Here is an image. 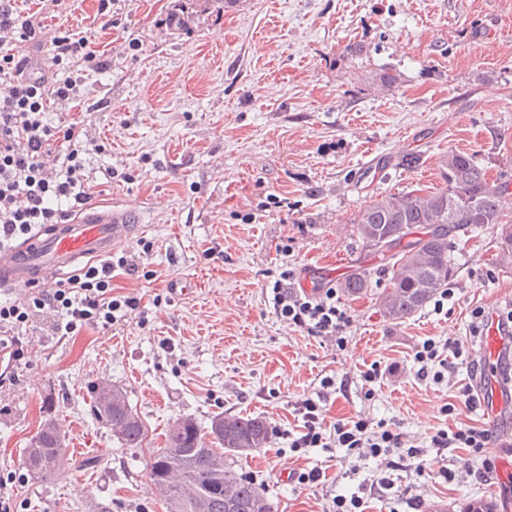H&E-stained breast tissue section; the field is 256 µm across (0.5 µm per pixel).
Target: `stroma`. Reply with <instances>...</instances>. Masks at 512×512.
I'll return each instance as SVG.
<instances>
[{"label": "stroma", "mask_w": 512, "mask_h": 512, "mask_svg": "<svg viewBox=\"0 0 512 512\" xmlns=\"http://www.w3.org/2000/svg\"><path fill=\"white\" fill-rule=\"evenodd\" d=\"M183 0H63L41 12L22 0L47 36H92L100 66L83 67L76 100L53 125L80 123L91 198L143 212L120 248L134 273L116 271L115 294L137 300L134 317L69 335L38 321L20 329L27 354L0 387V480L12 512H170L147 476L149 448L176 420L210 428L214 416L265 419L268 444L224 464L252 479L276 512H327L357 495L365 512H466L484 500L512 512V453L489 448L491 481L453 483L382 471L380 459L342 448L292 451L313 399L327 423L384 421L442 460L431 435L482 412L445 415L470 382L468 362L442 379L419 378L424 340L473 343L472 312L512 302V260L497 230L458 237L454 295L400 322L381 315V254L351 221L371 197L442 187L439 161L475 154L489 179L512 181V0H239L226 12L194 11L188 29L167 15ZM397 73L394 87L380 75ZM420 157L400 166L402 155ZM292 241L293 252L278 246ZM322 288L365 273L368 293L340 295L350 317L345 345L277 317L267 285L284 268ZM378 367L379 377L362 374ZM333 385L323 388V378ZM123 388L148 428L147 447L127 448L89 412V386ZM65 436L71 465L40 480L22 451L45 419ZM97 467L82 468L85 457ZM320 470L314 484L290 472ZM388 478L386 489L370 485Z\"/></svg>", "instance_id": "35a3bbf8"}]
</instances>
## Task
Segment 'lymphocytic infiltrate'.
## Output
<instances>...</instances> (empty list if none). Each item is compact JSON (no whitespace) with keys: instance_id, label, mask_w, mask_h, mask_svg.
I'll list each match as a JSON object with an SVG mask.
<instances>
[{"instance_id":"obj_1","label":"lymphocytic infiltrate","mask_w":512,"mask_h":512,"mask_svg":"<svg viewBox=\"0 0 512 512\" xmlns=\"http://www.w3.org/2000/svg\"><path fill=\"white\" fill-rule=\"evenodd\" d=\"M17 0H0V250L16 239L31 234L43 224H52L64 215L62 202L77 205L88 201L86 190V146L80 140L77 124L52 125L49 115L55 105L72 100L78 93V80L51 76L41 56L42 42L38 24L17 13ZM21 40L32 46L31 56L15 58L6 50L7 42ZM126 257L107 259L85 267L81 273L39 289L29 303L19 306L0 303V357L21 361L24 346L20 327L39 312L53 313L56 332L73 333L90 325L109 328L118 313L135 307L133 298L114 295L112 274L127 267ZM293 269H283L274 281L271 293L274 311L288 324L306 330L308 335H341L350 318L334 288L312 291L295 285ZM464 350L457 341L425 340L416 350L419 377H427L429 365L453 371L455 359ZM300 412L304 426L292 440V448H323L334 445L348 453L397 456L417 475H431L423 449L406 446L401 434L387 423H373L359 417L337 421L326 427L317 404L304 400ZM492 434L476 425L437 430L431 447L451 453L463 450L469 459L481 460L485 469L493 464L486 457ZM445 482H454L457 472L443 467L436 471Z\"/></svg>"}]
</instances>
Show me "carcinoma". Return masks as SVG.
Here are the masks:
<instances>
[{
	"mask_svg": "<svg viewBox=\"0 0 512 512\" xmlns=\"http://www.w3.org/2000/svg\"><path fill=\"white\" fill-rule=\"evenodd\" d=\"M440 176L444 187L437 191L378 195L352 220L364 245L391 260L389 286L379 294V306L389 320L411 318L454 281L457 232L499 224L500 252L512 256V224L502 222L509 182L490 180L475 155L454 150L442 156ZM367 287L364 274L347 276L341 284L348 295ZM89 408L123 446L146 444L148 430L123 389L92 384ZM269 435V424L261 417L217 415L205 433L194 420L180 419L170 427L165 447L149 451L148 475L156 487L168 480L178 486L169 498L173 512H275L249 478L224 467V456L206 441L211 436L226 451L243 456L264 447ZM65 456V436L53 420L45 421L24 448L26 467L39 468L42 479L59 476Z\"/></svg>",
	"mask_w": 512,
	"mask_h": 512,
	"instance_id": "carcinoma-1",
	"label": "carcinoma"
}]
</instances>
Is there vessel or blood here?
Segmentation results:
<instances>
[{
	"label": "vessel or blood",
	"mask_w": 512,
	"mask_h": 512,
	"mask_svg": "<svg viewBox=\"0 0 512 512\" xmlns=\"http://www.w3.org/2000/svg\"><path fill=\"white\" fill-rule=\"evenodd\" d=\"M141 218L119 203L91 202L55 224L44 225L36 234L0 252V288L38 286L52 281L83 261H101L123 245ZM512 348V329L497 312H489L480 344L484 376L479 394L485 419L498 422L512 407V387L503 382L499 363Z\"/></svg>",
	"instance_id": "b4317fda"
}]
</instances>
